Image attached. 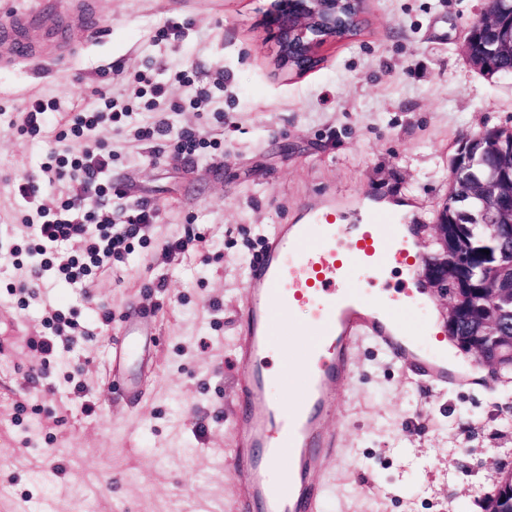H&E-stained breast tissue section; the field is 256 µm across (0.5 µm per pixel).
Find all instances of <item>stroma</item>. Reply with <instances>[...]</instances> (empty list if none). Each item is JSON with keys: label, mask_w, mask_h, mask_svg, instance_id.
Wrapping results in <instances>:
<instances>
[{"label": "stroma", "mask_w": 512, "mask_h": 512, "mask_svg": "<svg viewBox=\"0 0 512 512\" xmlns=\"http://www.w3.org/2000/svg\"><path fill=\"white\" fill-rule=\"evenodd\" d=\"M272 3L112 0L103 36L66 68L0 70V512H230L238 311L263 232L324 211L377 217L414 225L432 256L459 139L512 127V74L485 77L461 52L485 0H365L357 35L302 75L277 62ZM140 74L165 90L152 120L210 147L180 155L135 119L96 130L122 191L113 219L141 203L159 219L86 287L50 278L19 307L35 258L18 187L59 148L21 131L25 101L58 102L59 128L97 91L129 98ZM188 238L197 251H170ZM425 302L400 318L430 347L447 301ZM55 311L84 334L47 359L36 342ZM128 314L155 338L136 399L112 376ZM353 367L327 421L341 450L321 464L336 485L326 512H482L512 469V381L439 390L367 343Z\"/></svg>", "instance_id": "stroma-1"}]
</instances>
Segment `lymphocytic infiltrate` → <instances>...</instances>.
<instances>
[{"instance_id":"lymphocytic-infiltrate-1","label":"lymphocytic infiltrate","mask_w":512,"mask_h":512,"mask_svg":"<svg viewBox=\"0 0 512 512\" xmlns=\"http://www.w3.org/2000/svg\"><path fill=\"white\" fill-rule=\"evenodd\" d=\"M132 115L129 107H117L107 90L99 94L93 106L74 109L64 129L56 132L54 138L62 143L83 140L89 131ZM111 161V155L90 146L76 153L63 147L52 152L48 162L41 166L43 179L51 183L68 179L80 186L79 193L61 199L53 209L39 204L33 185L20 186L19 193L30 206V213L24 218L33 229L30 253L38 258L31 270L33 280H41L52 271L70 283L84 285L97 272L108 270L115 260L129 253L142 229L156 222V211L145 204L130 209L121 223L113 222L112 184L104 178ZM79 236L87 239L82 257L58 266L47 259L49 246Z\"/></svg>"}]
</instances>
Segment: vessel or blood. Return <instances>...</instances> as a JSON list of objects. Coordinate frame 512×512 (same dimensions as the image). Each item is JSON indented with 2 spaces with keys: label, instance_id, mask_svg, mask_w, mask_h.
Here are the masks:
<instances>
[{
  "label": "vessel or blood",
  "instance_id": "b4317fda",
  "mask_svg": "<svg viewBox=\"0 0 512 512\" xmlns=\"http://www.w3.org/2000/svg\"><path fill=\"white\" fill-rule=\"evenodd\" d=\"M0 26V67L20 63L38 71L66 66L75 43L59 39L60 29L99 37L96 0L68 7L66 0H7ZM328 215L308 224H282L263 244L260 262L247 282L235 353L241 410L231 440L243 462L234 477V512H322L331 484L320 478L323 457L337 450L326 426L337 406L336 387L353 376L352 356L360 343L384 350L405 369L445 389L467 378L448 364L438 347L426 348L399 317L397 303L367 299L348 283L347 272L397 264L415 272L417 259L394 224H352L346 264L336 261L332 243L339 232ZM318 311L306 351L293 353L282 322L295 307ZM123 341L112 348V365L149 360L152 352L137 322L126 321ZM284 361L281 375L269 367L272 353ZM297 376L300 390L287 401L275 393L279 376Z\"/></svg>",
  "mask_w": 512,
  "mask_h": 512
}]
</instances>
